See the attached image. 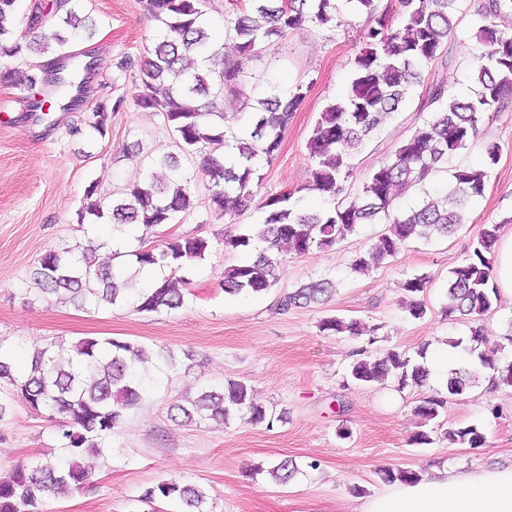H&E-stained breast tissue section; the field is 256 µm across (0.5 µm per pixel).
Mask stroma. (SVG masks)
<instances>
[{
    "label": "stroma",
    "instance_id": "35a3bbf8",
    "mask_svg": "<svg viewBox=\"0 0 512 512\" xmlns=\"http://www.w3.org/2000/svg\"><path fill=\"white\" fill-rule=\"evenodd\" d=\"M97 22L92 41L103 61L93 82L99 98H123L105 137L72 136L86 110H52L51 122L31 117L26 90L0 84V352L24 361L48 340L66 343L83 337L114 338L146 347H165L176 366L155 362L144 399L128 412L112 438L110 453L85 460L95 483L85 493L62 491L48 502L49 512H144L138 498L163 479L203 487L210 512H350L355 488L365 495L384 489L381 469L420 474L449 466L468 470L512 466V387L487 380L449 401L437 423L439 438L426 447L409 441L416 426L412 414L421 389L398 388L388 379L372 386L351 382L347 370L365 341L321 332L322 318L339 315L380 325L374 354L396 349L416 357L427 343L464 337L470 326L442 315L449 271L470 254L486 224L512 232V107L486 114L482 137L500 143L483 197L468 204L459 231L446 239L408 244L391 262L356 273L354 257L367 251L381 233L363 226L330 249H312L297 258L284 254L276 283L265 293L231 296L222 289L224 269L244 255L225 251L217 239L224 229L248 232L261 213L216 217L209 208L211 183L199 158L183 160L194 208L175 223L148 234L145 247H161L165 238L191 235L207 239L204 259L183 269L182 307L145 314L132 301L107 307L77 305L68 296L42 300L32 271L47 250L103 241L110 228L81 218L85 189L97 183L108 198L149 173L151 158L174 152V137L160 114L137 109L139 92L133 63L158 35L145 0H73ZM480 0H458L455 29L439 58L424 64L421 79L404 106L355 154L346 183L355 194L378 165L423 127L434 109L433 88L445 87L460 99L472 97L476 10ZM337 27L311 24L265 44L250 64L243 91L251 96L292 93L303 85L307 96L295 113L272 162L260 163L253 186L257 199L290 194L291 205L318 209L324 202L311 191L312 162L307 141L320 112L343 99L352 77V60L367 27L365 14L350 0H335ZM433 275L423 293L424 318H408L401 305L402 284L412 274ZM318 278L335 282L329 302L277 309L285 293ZM486 348L502 347L512 357V302L499 300L480 322ZM230 381L251 387L256 403L286 413L273 426L231 418L180 424L168 414L172 402ZM465 423L482 424L485 447L448 443L445 431ZM347 430L342 439L338 430ZM57 426L21 400H12L0 421V474L37 457L61 455ZM294 459L299 473L289 482L267 472L281 458Z\"/></svg>",
    "mask_w": 512,
    "mask_h": 512
}]
</instances>
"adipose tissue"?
I'll list each match as a JSON object with an SVG mask.
<instances>
[{
    "instance_id": "1",
    "label": "adipose tissue",
    "mask_w": 512,
    "mask_h": 512,
    "mask_svg": "<svg viewBox=\"0 0 512 512\" xmlns=\"http://www.w3.org/2000/svg\"><path fill=\"white\" fill-rule=\"evenodd\" d=\"M352 512H512V467L437 469L359 499Z\"/></svg>"
}]
</instances>
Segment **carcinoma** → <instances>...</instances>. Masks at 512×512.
I'll list each match as a JSON object with an SVG mask.
<instances>
[{
	"mask_svg": "<svg viewBox=\"0 0 512 512\" xmlns=\"http://www.w3.org/2000/svg\"><path fill=\"white\" fill-rule=\"evenodd\" d=\"M70 0H38L29 13L30 33L50 23L55 27L40 50L51 59L38 69H23L15 62L26 57L31 42L15 34L17 0H0V84L38 87L49 97L56 93L60 110L89 109L85 127H72L74 136L88 130L103 137L108 132L110 113L123 105L119 98L110 104L88 100L89 75L97 59L70 56L77 40L91 41L95 22L69 6ZM371 23L362 46L353 58V79L345 99L327 105L319 114L309 138L313 162L312 190L331 203L329 208L299 209L289 204L290 195L270 196L263 204V221L247 234L225 231L224 250L248 248L253 241L263 243L245 262L224 268V292L231 295L259 293L276 280L281 264V244L303 257L312 249H327L356 234L366 224H384V232L367 253L352 261L355 272L368 270L394 259L413 241L443 239L463 223L467 203L483 196L491 168L497 164L502 147L494 140L481 144L484 158L480 168L460 167L448 186L424 193L416 206L406 211L396 208V189L424 187L448 171V160L478 139L479 125L488 112H504L512 103V32L499 28L497 19L512 12V0H481L474 54V79L478 90L467 99L445 96L436 87L431 102L439 104L430 119L365 180L359 193L344 195V182L352 175L353 157L390 115L398 111L409 90L421 78L419 68L438 58L448 36L454 31L457 0H398L399 23L387 12H378L379 0H350ZM211 0H147V10L158 23L160 33L136 67L140 90L135 106L157 112L175 137L178 153L151 159L150 166L168 172V182L147 176L130 182L121 197L106 200L91 183L85 190L84 212L98 220L149 231L174 223L194 207L187 188L181 158L202 156L203 170L214 189L211 211L217 216L249 209L257 162H270L280 148L284 133L306 97L298 85L289 97L270 94L245 101L249 109L240 126L227 121L224 97L242 94L245 66L257 60L263 45L280 39L305 22L327 26L336 21L332 0H248V6L224 15V36L210 33L208 10ZM501 225L486 224L465 261L449 271L444 315L478 321L493 309L499 293L495 282V252ZM208 240L197 236L170 237L161 249L139 246L129 252L139 267L164 264L176 272L204 257ZM81 251L71 260L53 249L38 259L32 276L37 292L44 298L62 293L81 304L88 301L112 306L133 292L136 310L159 312L182 307V278L164 280L142 291L133 281L116 275L112 267L95 261L97 246L75 245ZM423 272L404 280L402 290L410 297L407 312L413 319L426 315L418 296L432 282ZM334 291L333 283L320 279L284 295L280 309L319 304ZM320 329L347 336L367 337L352 363L350 379L371 385L389 376L400 388L426 385L429 369L425 351L412 359L396 350L373 356L369 347L377 342L379 326L358 319L328 316ZM472 346L462 340L451 342L463 348L470 359L452 370L440 392L424 395L412 407L420 430L410 442L433 443L430 422L439 417L449 399L466 394L479 378L489 374L495 386L512 387V359L497 351L477 350L484 343L482 328L470 329ZM149 357L137 344L118 339L81 338L69 347L53 340L36 349L28 374L18 376L7 359H0V395L22 400L31 410L61 418L58 438L66 460L40 458L13 467L0 477V512H45L46 501L59 488L82 492L92 484L91 473L82 465L86 454L101 455L124 422L127 412L143 399L146 375L136 363ZM171 419L183 422L213 421L224 424L230 411L251 424L283 420L254 403L249 388L230 382L224 390H203L194 398L172 405ZM448 441L482 448L486 444L483 427L462 424L446 432ZM298 472L292 459L273 464L269 473L280 482ZM176 499L186 512H207V496L195 484L162 480L144 490L140 502L159 512L157 505Z\"/></svg>",
	"mask_w": 512,
	"mask_h": 512,
	"instance_id": "cac0c4a2",
	"label": "carcinoma"
}]
</instances>
